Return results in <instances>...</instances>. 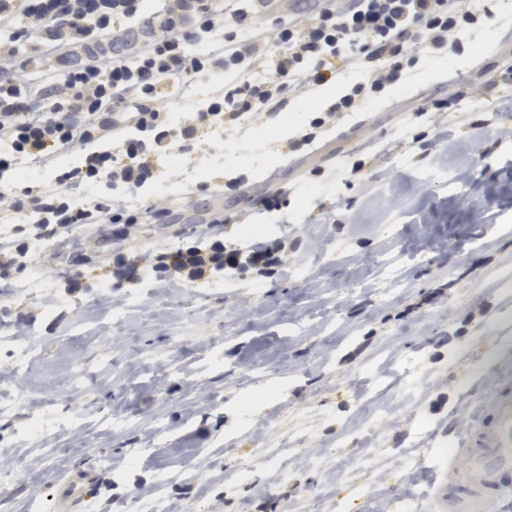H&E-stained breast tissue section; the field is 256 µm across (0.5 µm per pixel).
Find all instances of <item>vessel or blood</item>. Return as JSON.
<instances>
[{
    "label": "vessel or blood",
    "mask_w": 512,
    "mask_h": 512,
    "mask_svg": "<svg viewBox=\"0 0 512 512\" xmlns=\"http://www.w3.org/2000/svg\"><path fill=\"white\" fill-rule=\"evenodd\" d=\"M331 0H263L267 12L298 18L307 7L321 10ZM512 474V383L508 382L480 401L476 425L470 435L448 452V472L434 493V512H499L507 501L503 485ZM92 474L80 471L56 487L58 504L86 497Z\"/></svg>",
    "instance_id": "vessel-or-blood-1"
}]
</instances>
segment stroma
<instances>
[{
    "label": "stroma",
    "mask_w": 512,
    "mask_h": 512,
    "mask_svg": "<svg viewBox=\"0 0 512 512\" xmlns=\"http://www.w3.org/2000/svg\"><path fill=\"white\" fill-rule=\"evenodd\" d=\"M510 12L500 0L497 18ZM497 18L476 49L420 65L411 87L344 118L306 160L323 166L322 185L302 184L270 150L278 128L252 124L135 199L145 209L192 193L199 204L142 225L121 255L166 249L219 192L224 218L246 213L261 236L287 239L284 272L64 288L66 259L33 243L35 264L0 299V322L33 343L23 356L0 345V469L26 466L0 482V512H49L74 470L99 484L72 512H126L159 488L163 512H430L442 461L417 449L461 440L482 394L512 375V290L501 285L512 275V139L497 133L512 127V88L488 82L492 42L512 34ZM450 94L458 112L439 130L420 122L432 146L412 158L400 113ZM366 152L375 165L350 177ZM461 171L494 186L476 198L487 223L456 205L469 190ZM225 174L294 192L262 212L225 190Z\"/></svg>",
    "instance_id": "1"
}]
</instances>
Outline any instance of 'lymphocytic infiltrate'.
<instances>
[{"label": "lymphocytic infiltrate", "instance_id": "1", "mask_svg": "<svg viewBox=\"0 0 512 512\" xmlns=\"http://www.w3.org/2000/svg\"><path fill=\"white\" fill-rule=\"evenodd\" d=\"M142 0H24L26 42L43 43L52 22L66 24L68 39L98 24L124 37L112 20L136 16ZM169 18L155 35L141 42L132 58L98 60L93 69L61 70L52 77L51 94L60 109L33 116L30 110H0V175L30 163L53 164L75 147L97 142L80 166L56 172V191L0 190V213L16 220L0 231V273L32 264L27 238L55 235L61 251L80 255L90 239L84 227L119 224L132 235L140 222L132 195L160 172L173 150L199 147V134L212 125L240 133L243 118L271 122L288 105L289 96L312 95L339 85L336 97L314 111L283 143L293 154L314 146L336 119L382 99L388 89L414 81L419 63L444 59L460 51L462 41L480 35L493 10L491 0H338L333 11L311 18L266 22L257 0H162ZM209 48L198 51V43ZM356 72L347 80L348 72ZM217 72L222 80L206 107L172 125L162 100L169 87L187 96L189 80ZM111 100V111L101 109ZM128 126L141 130L136 139L118 138ZM38 213L35 224L22 223L26 212ZM207 250L190 259L168 253L151 265L169 287L205 278L216 263L237 274L273 273L284 245L263 237L239 244L226 226L213 219L201 223Z\"/></svg>", "mask_w": 512, "mask_h": 512}]
</instances>
